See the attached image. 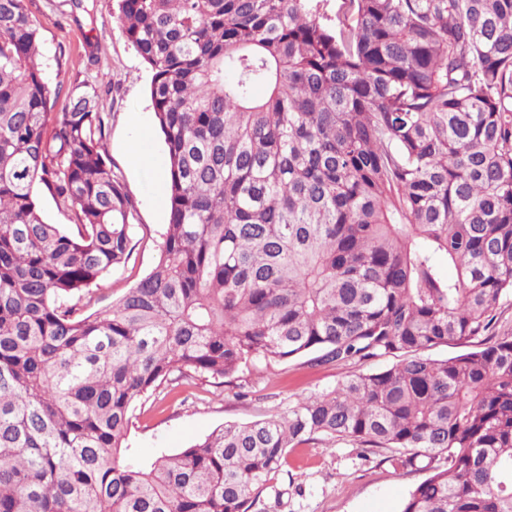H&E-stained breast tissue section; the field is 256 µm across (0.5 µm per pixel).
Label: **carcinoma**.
<instances>
[{
    "label": "carcinoma",
    "instance_id": "obj_1",
    "mask_svg": "<svg viewBox=\"0 0 512 512\" xmlns=\"http://www.w3.org/2000/svg\"><path fill=\"white\" fill-rule=\"evenodd\" d=\"M116 2L169 219L154 269L84 316L134 206L96 90L53 111L41 24L0 0V512H251L321 436L434 463L400 512H512V0ZM310 353L397 362L175 454L126 444L165 381ZM34 198L47 223L60 225L71 224L68 216L57 207L55 200L42 186H35Z\"/></svg>",
    "mask_w": 512,
    "mask_h": 512
}]
</instances>
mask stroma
Listing matches in <instances>:
<instances>
[{"label": "stroma", "mask_w": 512, "mask_h": 512, "mask_svg": "<svg viewBox=\"0 0 512 512\" xmlns=\"http://www.w3.org/2000/svg\"><path fill=\"white\" fill-rule=\"evenodd\" d=\"M42 22V62L49 85L67 87L89 81L98 93V109L108 121L107 154L135 205L136 226L129 261L113 269L87 306L111 309L112 302L158 262L153 232L168 222L166 199L157 197L156 163L166 162L164 137L149 95L151 73L112 16V0H25ZM140 140L147 161L131 159ZM346 366L313 364L301 356L287 361H258L243 378H186L162 385L136 401L127 443L147 460L178 452L227 423H247L332 389ZM427 470L398 469L385 449L319 438L289 449L279 471L260 491L253 512H399Z\"/></svg>", "instance_id": "35a3bbf8"}]
</instances>
